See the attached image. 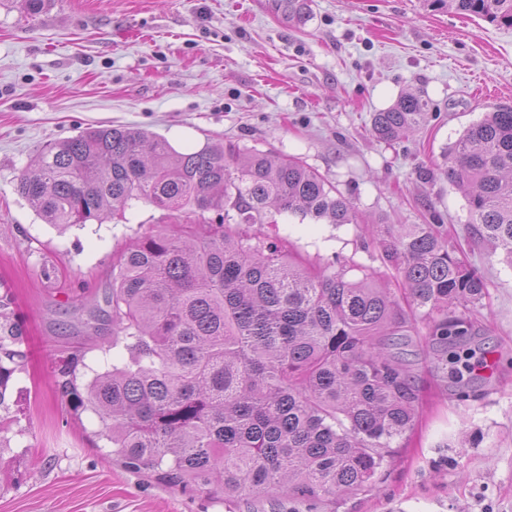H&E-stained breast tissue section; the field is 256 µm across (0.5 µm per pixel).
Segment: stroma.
Returning <instances> with one entry per match:
<instances>
[{
    "label": "stroma",
    "instance_id": "35a3bbf8",
    "mask_svg": "<svg viewBox=\"0 0 512 512\" xmlns=\"http://www.w3.org/2000/svg\"><path fill=\"white\" fill-rule=\"evenodd\" d=\"M426 122L389 145L371 115L401 94ZM512 107V27L428 0H311L303 21L277 0H52L34 18L0 0V294L26 358L15 374L0 512H271L265 497L184 491L125 469L97 416L59 389L60 359L82 352L77 386L112 365V257L165 213L138 203L128 221L58 232L16 190L45 144L98 125L299 158L385 224L441 217L484 276L479 335L463 394L425 373L421 418L383 481L336 508L281 501L280 512H512V266L470 240L467 201L442 178L444 150L485 112ZM300 256L340 255L382 269L357 225H264Z\"/></svg>",
    "mask_w": 512,
    "mask_h": 512
}]
</instances>
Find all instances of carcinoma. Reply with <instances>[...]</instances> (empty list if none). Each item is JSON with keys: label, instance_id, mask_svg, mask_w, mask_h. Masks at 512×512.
Wrapping results in <instances>:
<instances>
[{"label": "carcinoma", "instance_id": "cac0c4a2", "mask_svg": "<svg viewBox=\"0 0 512 512\" xmlns=\"http://www.w3.org/2000/svg\"><path fill=\"white\" fill-rule=\"evenodd\" d=\"M512 26V0H433ZM428 102L405 93L371 117L397 141ZM448 185L465 193L468 234L512 264V108H496L448 147ZM17 192L47 224H125L138 202L169 223L112 260V335L120 360L84 391L80 357L61 360L62 393L99 418L96 436L136 472L182 490L310 504L375 486L420 415L411 364L394 352L419 335L430 353L472 330L484 277L438 224L363 225L387 272L338 255L301 258L286 238L249 228L309 218L353 224V204L294 157L234 143L181 152L130 126L88 128L44 145ZM214 212L217 217H207ZM0 299V448L9 383L23 358Z\"/></svg>", "mask_w": 512, "mask_h": 512}]
</instances>
